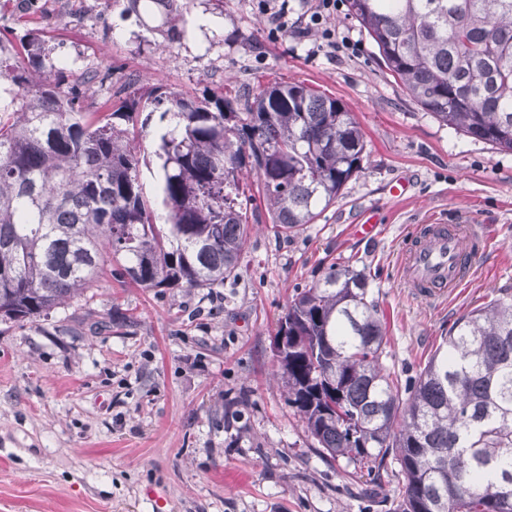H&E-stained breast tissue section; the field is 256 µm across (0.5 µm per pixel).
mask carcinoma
I'll list each match as a JSON object with an SVG mask.
<instances>
[{
    "label": "carcinoma",
    "instance_id": "obj_1",
    "mask_svg": "<svg viewBox=\"0 0 512 512\" xmlns=\"http://www.w3.org/2000/svg\"><path fill=\"white\" fill-rule=\"evenodd\" d=\"M159 18L170 50L185 0H128ZM379 58L440 123L512 151V0H348ZM0 321L49 315L108 273L144 288H216L236 275L256 175L275 231L316 218L364 169L353 113L303 84L202 97L154 87L97 98L98 71L69 79L37 34L0 44ZM244 100L243 108L234 102ZM153 155L166 223L140 184ZM368 278L349 265L297 293L274 354L306 429L332 459L404 473L399 512H512V296L463 315L415 381L381 363Z\"/></svg>",
    "mask_w": 512,
    "mask_h": 512
}]
</instances>
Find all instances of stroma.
<instances>
[{
  "instance_id": "35a3bbf8",
  "label": "stroma",
  "mask_w": 512,
  "mask_h": 512,
  "mask_svg": "<svg viewBox=\"0 0 512 512\" xmlns=\"http://www.w3.org/2000/svg\"><path fill=\"white\" fill-rule=\"evenodd\" d=\"M210 19L194 27L197 16ZM173 50L127 0H0V35L39 34L67 72L98 69L129 94L163 86L228 96L303 83L353 112L364 171L313 224L279 237L259 211L238 274L217 288H142L102 278L45 318L0 321V512H398L393 457L356 475L320 453L288 406L272 341L297 290L332 265L365 271L383 316L382 365L418 377L457 320L512 292V152L443 126L378 58L347 10L319 33L272 34L259 0H187ZM399 179L408 197L389 193ZM376 213L373 239L352 227ZM482 224L490 252L452 301L422 303L397 277L414 225L431 215Z\"/></svg>"
}]
</instances>
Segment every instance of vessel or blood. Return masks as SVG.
I'll return each mask as SVG.
<instances>
[{
	"instance_id": "obj_1",
	"label": "vessel or blood",
	"mask_w": 512,
	"mask_h": 512,
	"mask_svg": "<svg viewBox=\"0 0 512 512\" xmlns=\"http://www.w3.org/2000/svg\"><path fill=\"white\" fill-rule=\"evenodd\" d=\"M489 247L474 224L418 225L401 250L399 281L421 300L436 301L469 279L475 256Z\"/></svg>"
}]
</instances>
